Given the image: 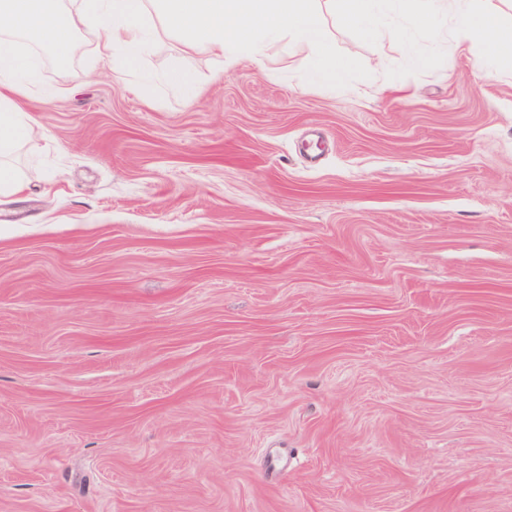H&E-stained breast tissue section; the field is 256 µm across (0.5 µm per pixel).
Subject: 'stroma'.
Returning a JSON list of instances; mask_svg holds the SVG:
<instances>
[{"mask_svg": "<svg viewBox=\"0 0 512 512\" xmlns=\"http://www.w3.org/2000/svg\"><path fill=\"white\" fill-rule=\"evenodd\" d=\"M148 21L155 84L93 29L36 76L0 512H512V72L331 25L347 79L308 91L287 39L228 67Z\"/></svg>", "mask_w": 512, "mask_h": 512, "instance_id": "1", "label": "stroma"}]
</instances>
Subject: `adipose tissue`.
I'll return each mask as SVG.
<instances>
[{
    "instance_id": "1",
    "label": "adipose tissue",
    "mask_w": 512,
    "mask_h": 512,
    "mask_svg": "<svg viewBox=\"0 0 512 512\" xmlns=\"http://www.w3.org/2000/svg\"><path fill=\"white\" fill-rule=\"evenodd\" d=\"M391 1L423 32L445 17L458 33L481 41L475 65L485 76L497 77L501 66L512 62V21L495 0ZM383 2L339 0L337 20L371 39L399 41L398 31L383 18ZM152 10L185 48L229 65L236 50L248 48L255 64L266 68L267 42L287 35L293 47L313 49L315 83H342L349 70L348 60L337 56L327 38L321 0H0V193L21 187L11 159L30 130L31 117L20 103L32 90L38 51L66 61L78 33L93 27L100 33L98 59L120 58V72L128 74L151 36L147 15Z\"/></svg>"
}]
</instances>
